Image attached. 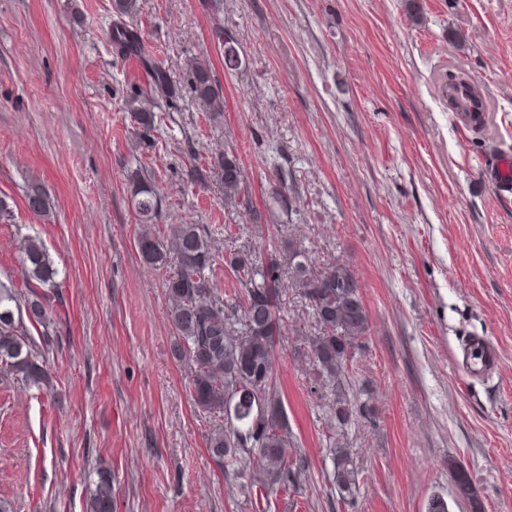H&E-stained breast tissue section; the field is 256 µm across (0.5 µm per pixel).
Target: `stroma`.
I'll list each match as a JSON object with an SVG mask.
<instances>
[{"instance_id": "1", "label": "stroma", "mask_w": 512, "mask_h": 512, "mask_svg": "<svg viewBox=\"0 0 512 512\" xmlns=\"http://www.w3.org/2000/svg\"><path fill=\"white\" fill-rule=\"evenodd\" d=\"M210 0H139L155 60L184 82L209 64L224 95L214 117L190 97L161 103L145 149L124 97L143 63L112 54L114 0H0V280L22 286L21 238L58 270L52 322L32 335L50 388L0 375V499L13 512H86L96 470L116 512H427L455 495L460 461L484 512H512V196L487 177L512 154V0H222L242 65L228 70ZM459 66L488 105L474 130L440 80ZM235 152L256 207L286 190L272 241L224 207L210 165ZM199 165L204 181L191 182ZM147 170L162 197L156 228L196 224L216 251L301 242L319 264L347 262L370 333L350 371L365 416L347 428L359 469L352 498L333 481L328 389L299 349L316 332L300 291L279 298L276 370L304 460L300 489L266 498L210 454L211 421L188 396L170 351L165 269L142 259L127 175ZM54 204L25 207L29 183ZM487 338L495 371L467 375L461 345Z\"/></svg>"}]
</instances>
